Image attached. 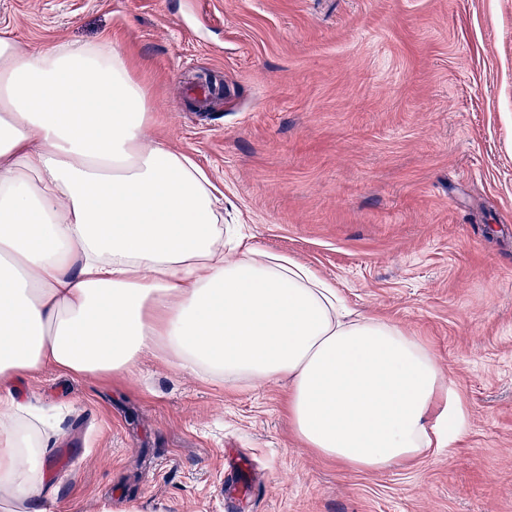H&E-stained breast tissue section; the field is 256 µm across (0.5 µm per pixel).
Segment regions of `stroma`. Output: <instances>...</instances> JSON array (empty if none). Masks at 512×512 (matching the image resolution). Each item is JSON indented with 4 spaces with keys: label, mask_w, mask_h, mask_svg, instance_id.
<instances>
[{
    "label": "stroma",
    "mask_w": 512,
    "mask_h": 512,
    "mask_svg": "<svg viewBox=\"0 0 512 512\" xmlns=\"http://www.w3.org/2000/svg\"><path fill=\"white\" fill-rule=\"evenodd\" d=\"M5 27L122 51L148 137L209 171L225 219L430 346L467 412L451 446L356 472L303 448L287 380L46 368L11 390L58 416L53 512H512V0H0Z\"/></svg>",
    "instance_id": "obj_1"
}]
</instances>
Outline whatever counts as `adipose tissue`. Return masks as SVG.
Returning a JSON list of instances; mask_svg holds the SVG:
<instances>
[{"label":"adipose tissue","mask_w":512,"mask_h":512,"mask_svg":"<svg viewBox=\"0 0 512 512\" xmlns=\"http://www.w3.org/2000/svg\"><path fill=\"white\" fill-rule=\"evenodd\" d=\"M149 112L111 43L31 51L0 30V512H46L51 420L7 385L47 366L124 376L149 354L227 386L289 379L296 438L350 470L456 440L434 351L225 227L209 174L147 140Z\"/></svg>","instance_id":"obj_1"}]
</instances>
